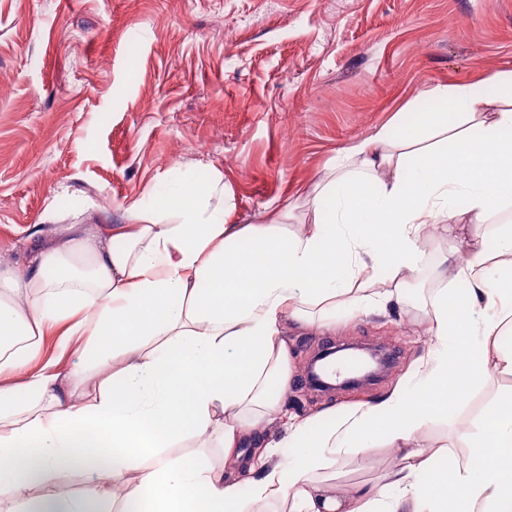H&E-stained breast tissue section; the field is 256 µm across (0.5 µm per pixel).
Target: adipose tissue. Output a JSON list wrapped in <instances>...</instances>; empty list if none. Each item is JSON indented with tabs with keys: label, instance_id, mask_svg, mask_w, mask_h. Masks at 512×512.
I'll return each instance as SVG.
<instances>
[{
	"label": "adipose tissue",
	"instance_id": "adipose-tissue-1",
	"mask_svg": "<svg viewBox=\"0 0 512 512\" xmlns=\"http://www.w3.org/2000/svg\"><path fill=\"white\" fill-rule=\"evenodd\" d=\"M431 94L454 115L391 123L339 151L305 193L302 229L275 205L263 223H229L221 177L174 165L121 223L50 230L21 270L0 261V512H99L105 495L145 500L146 512H512V391L448 448L416 443L425 420L447 417L449 392L512 374L500 342L512 334L511 224L494 253L441 254L425 305L432 347L387 396L318 430L279 405L293 380L288 326L326 329L338 306L405 300L430 228L453 244L512 209V73ZM54 323L66 326L61 348L87 337L98 392L78 393L74 372L50 362L22 373ZM276 423L284 442L270 439ZM190 439L194 457L170 456ZM377 441L399 457L384 484L317 479ZM73 472L83 491L62 495Z\"/></svg>",
	"mask_w": 512,
	"mask_h": 512
}]
</instances>
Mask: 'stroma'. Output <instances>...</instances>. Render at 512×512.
<instances>
[{"mask_svg": "<svg viewBox=\"0 0 512 512\" xmlns=\"http://www.w3.org/2000/svg\"><path fill=\"white\" fill-rule=\"evenodd\" d=\"M512 72V0H0V254L59 224H117L172 165L221 174L229 220L300 204L338 151L391 121L414 124L436 85ZM448 245L430 231L414 288L376 315L338 307L330 329L288 332L295 379L284 411L304 418L386 396L427 355L423 305ZM385 344L377 382L319 392L305 367L323 345ZM512 390L476 387L427 448ZM397 462L380 443L322 470L341 489Z\"/></svg>", "mask_w": 512, "mask_h": 512, "instance_id": "35a3bbf8", "label": "stroma"}]
</instances>
